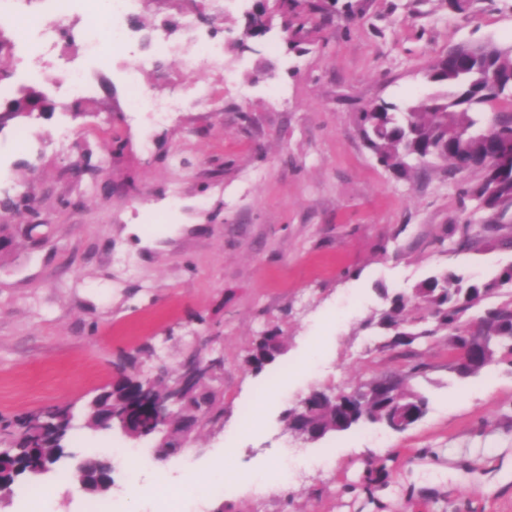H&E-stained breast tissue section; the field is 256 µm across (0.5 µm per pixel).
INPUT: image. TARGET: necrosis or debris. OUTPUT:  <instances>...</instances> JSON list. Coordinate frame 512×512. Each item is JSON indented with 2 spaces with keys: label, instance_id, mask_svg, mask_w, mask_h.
Listing matches in <instances>:
<instances>
[{
  "label": "necrosis or debris",
  "instance_id": "obj_1",
  "mask_svg": "<svg viewBox=\"0 0 512 512\" xmlns=\"http://www.w3.org/2000/svg\"><path fill=\"white\" fill-rule=\"evenodd\" d=\"M140 0H0V28L12 34L13 52L18 61L12 85L0 84V95L13 88L38 81L46 68H54V91L62 100L84 98L94 91L89 62L109 63L114 50L130 47L138 34L131 25ZM83 47V58L65 54L67 43ZM126 81L138 111L165 120L179 111L187 91L174 89L167 99H159L140 89L135 72Z\"/></svg>",
  "mask_w": 512,
  "mask_h": 512
}]
</instances>
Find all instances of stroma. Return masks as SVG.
<instances>
[{
    "mask_svg": "<svg viewBox=\"0 0 512 512\" xmlns=\"http://www.w3.org/2000/svg\"><path fill=\"white\" fill-rule=\"evenodd\" d=\"M355 17L332 12L306 22L304 54L279 28L228 44L224 66L184 71L186 16L209 34L210 0H155L137 16L165 31L169 51L139 78L162 95L200 83L211 95L164 123L132 112L124 69L133 53L92 66L94 92L78 112L58 110L0 131L30 145L12 150L0 195L33 190L37 214L9 217L0 242V416L58 404L82 408L119 368L176 376L211 337L223 356L224 416L196 431L177 456L150 457L148 492H129L122 471L108 497L118 512H161L187 477L210 482L224 466L247 472L190 512H512V358L479 375L448 370V340L386 350L376 326L386 294L410 292L446 268L491 277L512 265L487 231L454 248L465 215L443 164L396 178L366 148L355 116L380 101L428 93L423 74L448 46L512 35V0H475L458 13L448 0H351ZM72 134L56 147L60 127ZM278 328L283 352L262 373L244 359L264 329ZM157 357L144 358V346ZM414 363L425 416L397 432L363 424L309 442L283 413L315 390L352 388ZM119 431L75 425L46 474L25 489L50 492L48 512H83L92 494L72 479L92 448H128ZM331 452L332 462L279 478L286 460Z\"/></svg>",
    "mask_w": 512,
    "mask_h": 512,
    "instance_id": "stroma-1",
    "label": "stroma"
}]
</instances>
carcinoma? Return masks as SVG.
<instances>
[{
  "label": "carcinoma",
  "instance_id": "cac0c4a2",
  "mask_svg": "<svg viewBox=\"0 0 512 512\" xmlns=\"http://www.w3.org/2000/svg\"><path fill=\"white\" fill-rule=\"evenodd\" d=\"M326 6L313 0H265L263 12L268 20L281 19L283 40L290 48L307 42L304 24L295 22L291 14L305 11L323 12ZM427 84L436 91L406 103L381 101L357 114L367 148L376 161L400 178H406L421 166L436 162L446 164L448 179L454 180L472 171L480 180L460 189L462 196L473 202V212L484 224H511L512 217V137L488 132L486 114L493 112L497 127L512 132V42L461 43L434 59L424 73ZM43 93L27 86L13 100L16 113L12 119L22 121L32 116L28 105ZM504 300L485 306L491 297ZM427 316L416 317L418 307ZM477 317L480 335L495 339L498 345L483 352L479 363L450 370L459 377L478 374L492 364L498 354L512 356V266L491 280L465 276L453 268L444 269L419 282L411 295L397 294L377 323L386 336L383 347L406 349L415 341L439 333L448 337V350L459 355L470 345L466 326ZM282 352L279 330L271 328L258 337L245 359L249 370L261 372ZM423 371L412 366L401 373L386 376L390 390L370 396L365 402L352 401L340 394L333 396L315 391L308 399L312 419L326 432H338L345 423L356 425L363 420H393L397 414L412 416L416 423L426 412L428 402L419 392L409 388L411 379ZM123 378L104 391L88 406L85 413L100 414L120 407L133 392L147 387L159 394L167 388L162 380L143 381L137 374L122 369ZM207 408L202 425L219 421L224 416V392L204 383L185 392L176 424L167 439L160 441L155 454L174 456L185 447L189 426L199 411ZM69 405L55 406L44 413L28 414L0 422V438L7 446L3 452V480L14 484L30 472L41 457H54L60 446L43 441L42 431L52 427L67 435L72 430Z\"/></svg>",
  "mask_w": 512,
  "mask_h": 512
}]
</instances>
